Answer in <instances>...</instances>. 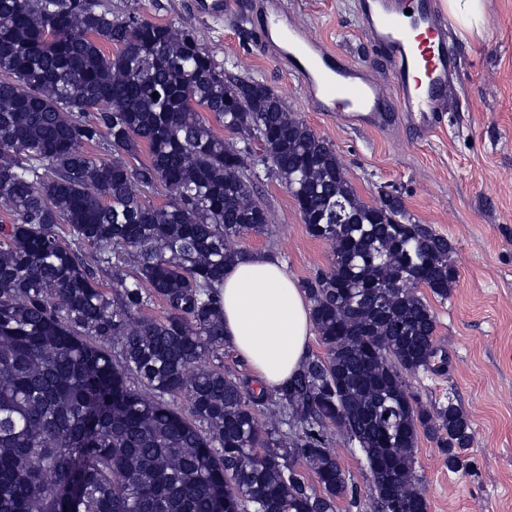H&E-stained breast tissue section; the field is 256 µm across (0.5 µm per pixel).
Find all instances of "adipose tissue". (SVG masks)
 <instances>
[{
  "instance_id": "ef3b65f1",
  "label": "adipose tissue",
  "mask_w": 512,
  "mask_h": 512,
  "mask_svg": "<svg viewBox=\"0 0 512 512\" xmlns=\"http://www.w3.org/2000/svg\"><path fill=\"white\" fill-rule=\"evenodd\" d=\"M220 293L230 347L265 387L286 384L312 335L302 289L276 260L253 254L225 270Z\"/></svg>"
}]
</instances>
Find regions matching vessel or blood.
Segmentation results:
<instances>
[{
  "instance_id": "b4317fda",
  "label": "vessel or blood",
  "mask_w": 512,
  "mask_h": 512,
  "mask_svg": "<svg viewBox=\"0 0 512 512\" xmlns=\"http://www.w3.org/2000/svg\"><path fill=\"white\" fill-rule=\"evenodd\" d=\"M357 12L363 33L390 65L386 82L328 50L282 0H268L260 38L277 44L315 111L375 129L400 119L421 132L433 131L447 110L458 68L448 22L436 0H358Z\"/></svg>"
}]
</instances>
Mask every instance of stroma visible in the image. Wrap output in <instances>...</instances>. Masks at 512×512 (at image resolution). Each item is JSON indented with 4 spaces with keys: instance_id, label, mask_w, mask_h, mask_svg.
Here are the masks:
<instances>
[{
    "instance_id": "1",
    "label": "stroma",
    "mask_w": 512,
    "mask_h": 512,
    "mask_svg": "<svg viewBox=\"0 0 512 512\" xmlns=\"http://www.w3.org/2000/svg\"><path fill=\"white\" fill-rule=\"evenodd\" d=\"M98 2L116 16L132 13L192 29L227 75L265 84L332 144L365 202L398 194L416 222L453 242L457 280L448 300L418 290L436 315L448 368L407 375L406 383L422 403L451 395L469 414L470 466L449 472L436 443L423 435L416 471L429 512H512V0H484L481 33L452 25L460 69L442 126L427 135L402 122L374 129L314 111L287 66L259 42L262 0H231V12L214 19L197 17L192 0ZM287 2L326 48L386 80L389 66L362 34L355 0ZM254 193L268 212V231L239 237L238 248L276 259L299 282L328 270L330 246L309 235L281 182L260 175ZM329 443L360 495H369L371 478L357 444L336 428Z\"/></svg>"
}]
</instances>
